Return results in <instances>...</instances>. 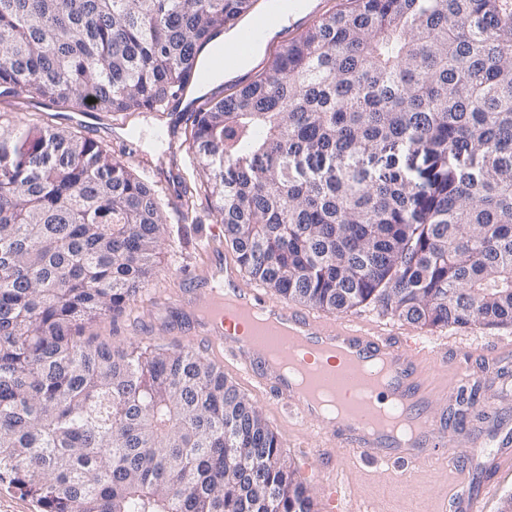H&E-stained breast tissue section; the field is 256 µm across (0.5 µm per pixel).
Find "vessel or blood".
Wrapping results in <instances>:
<instances>
[{"instance_id":"obj_1","label":"vessel or blood","mask_w":512,"mask_h":512,"mask_svg":"<svg viewBox=\"0 0 512 512\" xmlns=\"http://www.w3.org/2000/svg\"><path fill=\"white\" fill-rule=\"evenodd\" d=\"M269 24L267 14H255L239 41L225 48L224 68H232ZM220 247L217 239H209L194 270V287L183 290L176 302L198 326L200 335L214 338L223 330H234L229 359L247 384L272 391L292 420L304 422L314 415L293 380L255 342V335L263 329L282 336L284 356L298 362L316 385L335 384L337 371L355 372L382 363L387 367L382 383L366 389L354 381L337 386L336 396L345 414L329 422L322 437L342 435L346 449L371 459L385 458L391 449L400 459L417 460L427 439L446 443V430L433 413L438 384L429 366L435 353L418 336L409 333L395 338L348 318L327 322L286 302L264 299L256 289L241 284L235 263L218 260ZM395 408L412 423L410 435L383 427V416Z\"/></svg>"}]
</instances>
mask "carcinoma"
<instances>
[{
    "mask_svg": "<svg viewBox=\"0 0 512 512\" xmlns=\"http://www.w3.org/2000/svg\"><path fill=\"white\" fill-rule=\"evenodd\" d=\"M251 0H0V99L166 112ZM94 102H88V99ZM182 128L255 281L334 313L512 325V0H348ZM162 190L0 111V480L41 512H314L262 409L189 347L90 332L158 271Z\"/></svg>",
    "mask_w": 512,
    "mask_h": 512,
    "instance_id": "cac0c4a2",
    "label": "carcinoma"
}]
</instances>
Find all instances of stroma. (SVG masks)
Masks as SVG:
<instances>
[{
  "mask_svg": "<svg viewBox=\"0 0 512 512\" xmlns=\"http://www.w3.org/2000/svg\"><path fill=\"white\" fill-rule=\"evenodd\" d=\"M91 123L98 129L99 141L140 180L156 184L157 178L148 168L152 162L161 163L164 173H177L183 184L192 186L202 180V164L195 150L173 147L166 135L161 138V148H147V138L159 125L154 113H136L127 121L128 129L136 133L140 153L136 159L124 155L118 140L113 139L110 113L94 112ZM196 207L197 223L172 221L168 225L159 273L145 295L132 303L131 313L105 319L95 326V334L115 345L145 339L198 348L193 323L180 308L174 306L161 313L155 310L153 303L155 294L172 293L184 287L189 270L198 262L200 251L216 224L205 198H198ZM417 334L427 341L447 339L449 347L458 350L457 362L472 373L469 386L475 391L474 403L463 422L450 418L460 397L456 388H449L447 394L439 396L433 408L436 415L446 420L447 448L452 457L418 466L414 475L407 479L402 476L406 468L403 462L377 463L353 457L343 472L344 480L352 488L346 496V504L355 512H441L445 498L450 495L451 468L456 465L469 471V494L479 499L482 512H498L502 498L512 494V475H495L486 468L485 460L499 448L512 446V326L424 327L418 329ZM256 401L272 429L284 441V453L310 487L314 500H322L325 460L316 451L314 434H307L304 447L288 446V435L276 417L275 400L260 394Z\"/></svg>",
  "mask_w": 512,
  "mask_h": 512,
  "instance_id": "obj_1",
  "label": "stroma"
}]
</instances>
